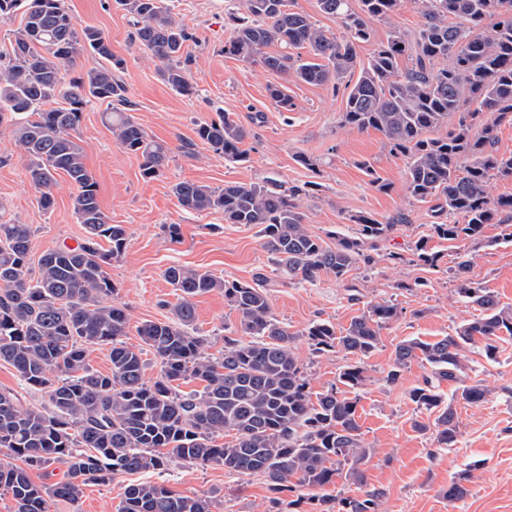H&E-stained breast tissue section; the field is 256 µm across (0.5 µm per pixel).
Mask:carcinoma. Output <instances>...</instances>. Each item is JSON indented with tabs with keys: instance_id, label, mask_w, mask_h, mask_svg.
I'll use <instances>...</instances> for the list:
<instances>
[{
	"instance_id": "obj_1",
	"label": "carcinoma",
	"mask_w": 512,
	"mask_h": 512,
	"mask_svg": "<svg viewBox=\"0 0 512 512\" xmlns=\"http://www.w3.org/2000/svg\"><path fill=\"white\" fill-rule=\"evenodd\" d=\"M135 19L134 41L163 63L165 83L176 93H196L189 72L186 43L192 39L162 0H115ZM401 0H316L318 10L334 16L343 34L327 33L311 16L292 9L290 0H243L245 16L233 19L224 53L285 77L267 93L277 108L294 107L286 82L329 85L346 90L343 128L384 135L390 151L406 159V190L459 216L462 223L433 224L432 235L457 244L456 292L481 314L433 342L408 339L395 349L386 381H398L403 369L418 361L429 367L422 383L409 391L417 407L439 412L435 439L439 447L457 443L459 420L443 406L441 386H455L456 397L478 405L487 385L467 383L466 352L481 346L496 357L498 341L512 336V309L496 294L465 274L486 225L503 213L512 217V196L494 197L490 181L512 179V154L495 148L498 128L512 123V0H414L422 23L409 38L394 34L380 43L367 63L360 44L371 40L372 24L391 17ZM22 11L12 52L0 55V122L14 118L16 142L33 158L30 178L39 204L53 205L56 176L75 187L73 210L86 235L75 246L60 245L29 267L32 234L27 224L0 219V362L13 366L22 381L44 390L48 405L24 406L10 391H0V488L14 502V512H50L64 501L77 503L86 486L112 481L117 474L164 468L178 460L221 466L228 472L261 475L271 492H292L288 505L304 504L316 512H376L380 492L345 495L341 485L362 486L361 465L370 455L358 422L359 391L370 381L364 359L381 341V330L398 317L397 306L378 302L337 330L314 322L295 333L271 316L267 290L259 285L218 278L208 271L172 265L166 281L179 301L164 320L145 321L138 336L160 363L153 381L145 379L142 352L123 341L130 325L128 308L115 298L110 268L127 243L121 224L102 211L97 184L85 164L76 136L85 105L107 104L108 127L126 150L140 159L142 175H158L168 147L154 140L132 116L124 83L117 76L123 59L112 53L97 28L80 27L66 0H0V16ZM281 51L271 54V46ZM310 58H302L301 50ZM90 50L108 65L64 81L76 58ZM407 55L413 64L399 71ZM358 74L352 81L349 76ZM61 99V107L47 104ZM454 120L444 136L427 132ZM204 145L235 163L247 159L246 129L225 114L196 124ZM313 184L289 189L270 178L261 183H227L214 188L194 181L171 186L180 207L189 212L216 211L227 224L260 227L263 246L273 256L283 284L314 282L332 274L342 281L364 255L392 229L369 214L353 216L359 237L333 233L330 245L308 232L302 197ZM415 261L434 268L439 255L420 240ZM214 291L237 312L244 342L224 338V353L210 356L191 333L194 299ZM306 336L314 351L341 349L359 360L346 365L336 383L315 391L291 344ZM110 346L111 370L89 365L90 349ZM197 381L202 390L182 393ZM232 439L224 440L227 434ZM66 466L54 483H35L33 469ZM206 495H180L151 482L126 488L119 512H211Z\"/></svg>"
}]
</instances>
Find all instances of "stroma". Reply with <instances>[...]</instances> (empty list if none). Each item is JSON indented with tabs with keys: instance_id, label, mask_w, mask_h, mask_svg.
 I'll return each mask as SVG.
<instances>
[{
	"instance_id": "1",
	"label": "stroma",
	"mask_w": 512,
	"mask_h": 512,
	"mask_svg": "<svg viewBox=\"0 0 512 512\" xmlns=\"http://www.w3.org/2000/svg\"><path fill=\"white\" fill-rule=\"evenodd\" d=\"M167 3L192 35L186 44L196 88L191 97L164 83L158 62L131 39L132 16L113 0H67L78 25L101 30L113 53L123 59L120 78L132 103V118L171 149L162 172L143 177L138 157L118 144L104 123L103 105L91 102L84 109L79 136L86 165L98 183L101 208L127 231L126 249L113 261L110 273L117 297L130 314L132 329L126 341L141 349L146 379H155L160 365L143 347L135 328L165 319L176 303L163 276L173 264L227 280L251 283L264 278L271 314L295 331L294 353L317 391L334 384L354 357L341 350L314 353L303 329L323 320L342 329L371 304L392 302L399 316L382 329L380 345L365 360L371 380L358 405L361 431L371 446L362 466L364 487L380 491L377 512H512V336L500 341L495 359H487L477 347L468 354L470 380L484 382L491 390L485 402L465 404L455 398L453 387L443 386L444 401L455 410L461 428L453 447L438 446L434 414L417 409L408 397L427 372L422 363H412L396 383L385 381L399 342L448 335L478 313L456 292L450 271L453 248L431 235L432 224L453 222V215L436 214L433 203L409 197L406 163L391 152L382 134L340 127L343 92L292 82L288 93L294 109L276 108L266 91L274 74L224 52L231 17L245 13L241 0ZM421 22L413 0H403L390 19L374 23L370 42L358 49L360 61H368L376 44L393 32L415 34ZM222 113L248 129L246 161L227 162L197 139L196 121ZM301 153L314 159L315 167L299 164L296 157ZM31 166L10 123L0 124V207L13 223L30 225L29 266L34 269L43 253L62 243L76 245L85 230L73 211L75 188L68 177L58 176L54 204L46 210L30 181ZM373 172L386 183V190L371 184ZM268 178L287 187L316 183L303 208L311 234L325 239L335 231L355 235L357 227L349 218L361 212L393 222L394 227L376 248L365 250L344 280L324 275L311 283L284 285L258 228L225 223L219 212H185L171 192L182 180L221 187ZM171 224L177 225V236L169 235ZM484 236L487 243L476 249L468 277L494 291L501 306L512 308V239L506 238L500 224L487 225ZM421 239L439 253L438 267L412 261V248ZM395 252L403 254V262L392 261ZM195 308V335L203 339L206 352L219 354L225 337L238 335L235 311L218 291L196 297ZM147 479L177 494L211 496L212 512H288L292 498L288 492L274 497L262 476H242L216 466L173 462ZM138 480L135 474L116 475L109 483L86 487L77 504L60 502L51 512H118L126 486ZM459 480L467 493L449 500L448 488Z\"/></svg>"
}]
</instances>
